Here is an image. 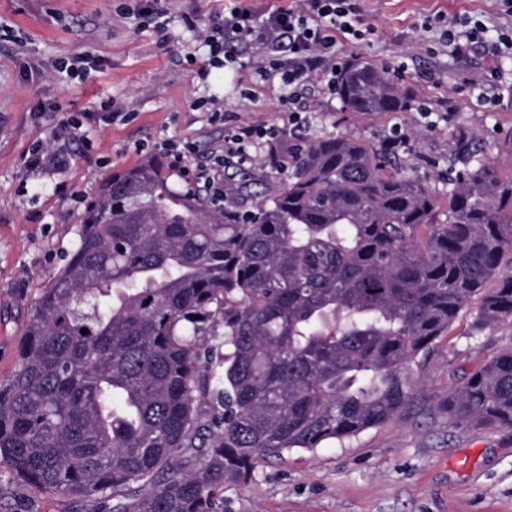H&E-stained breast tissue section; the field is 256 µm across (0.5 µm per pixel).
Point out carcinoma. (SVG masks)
I'll return each instance as SVG.
<instances>
[{
    "label": "carcinoma",
    "instance_id": "obj_1",
    "mask_svg": "<svg viewBox=\"0 0 512 512\" xmlns=\"http://www.w3.org/2000/svg\"><path fill=\"white\" fill-rule=\"evenodd\" d=\"M336 95L362 115L415 106L360 62ZM272 166L287 176L244 211L152 157L101 184L0 382V482L85 512H213L261 460L405 415L412 364L461 313L472 336L512 323V172L480 149L444 194L353 135L290 142ZM440 407L454 428L512 429V344Z\"/></svg>",
    "mask_w": 512,
    "mask_h": 512
}]
</instances>
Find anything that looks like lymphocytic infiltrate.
<instances>
[{
    "label": "lymphocytic infiltrate",
    "instance_id": "lymphocytic-infiltrate-1",
    "mask_svg": "<svg viewBox=\"0 0 512 512\" xmlns=\"http://www.w3.org/2000/svg\"><path fill=\"white\" fill-rule=\"evenodd\" d=\"M219 32L203 39L215 52L228 45L259 43L269 70L285 86L304 85L313 72H322L328 88H335L338 37L356 35L357 0H291L272 12L257 9L250 0H229ZM273 126L241 127L228 133L224 152L203 178L215 193H222L224 168L251 163V147L278 138Z\"/></svg>",
    "mask_w": 512,
    "mask_h": 512
}]
</instances>
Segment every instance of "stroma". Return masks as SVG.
<instances>
[{"mask_svg":"<svg viewBox=\"0 0 512 512\" xmlns=\"http://www.w3.org/2000/svg\"><path fill=\"white\" fill-rule=\"evenodd\" d=\"M224 4L163 0L164 15L150 19L148 0H0V378L17 361L39 289L78 242L86 202L112 173L167 159L166 143L194 141L189 165L204 170L233 123L276 126L284 142H380L399 128L403 170L436 189L449 168H461L463 141L512 170V49L498 41L512 30V0H359L364 37L338 43L341 62L381 68L418 108L345 112L315 75L292 98L305 116L298 126L281 106L287 87L265 76L259 49L239 45L233 62L214 61L201 34ZM452 20L462 30L480 21L487 31L460 53L441 40ZM217 108L233 123L214 118ZM37 149L62 153L65 166L31 165ZM469 323L460 315L437 341L404 418L342 445L263 460L250 483L216 490L218 512H512V430H459L439 408L512 343V324L473 337ZM0 501L22 512H81L75 500L20 479L0 484Z\"/></svg>","mask_w":512,"mask_h":512,"instance_id":"1","label":"stroma"}]
</instances>
